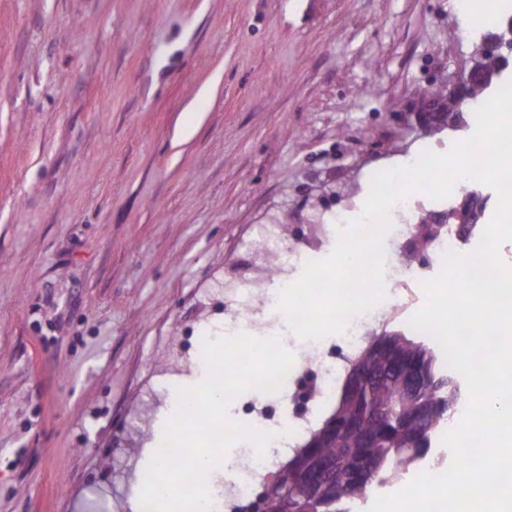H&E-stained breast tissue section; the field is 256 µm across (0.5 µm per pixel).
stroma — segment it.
Here are the masks:
<instances>
[{"label": "stroma", "instance_id": "stroma-1", "mask_svg": "<svg viewBox=\"0 0 512 512\" xmlns=\"http://www.w3.org/2000/svg\"><path fill=\"white\" fill-rule=\"evenodd\" d=\"M460 0H0V512H140L139 474L263 232L363 209L461 71ZM427 301L410 282L379 329Z\"/></svg>", "mask_w": 512, "mask_h": 512}]
</instances>
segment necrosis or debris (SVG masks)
<instances>
[{"instance_id":"obj_1","label":"necrosis or debris","mask_w":512,"mask_h":512,"mask_svg":"<svg viewBox=\"0 0 512 512\" xmlns=\"http://www.w3.org/2000/svg\"><path fill=\"white\" fill-rule=\"evenodd\" d=\"M418 210L419 201L412 193L396 201L385 216L391 226L385 238V275L397 286L402 285L413 256L419 253ZM239 268V277L226 283L234 304L224 310V325L233 334L248 331L254 299L263 293L271 276L267 267L254 266L247 255L240 259ZM376 320L370 310L355 315L331 346L321 340L301 341L285 378L287 395L255 393L240 404L239 422L255 431L298 432L333 395L337 377L366 341ZM269 475L268 466L260 465L253 445L242 442L233 451L223 481L210 492L214 512H256L259 498L269 487Z\"/></svg>"}]
</instances>
